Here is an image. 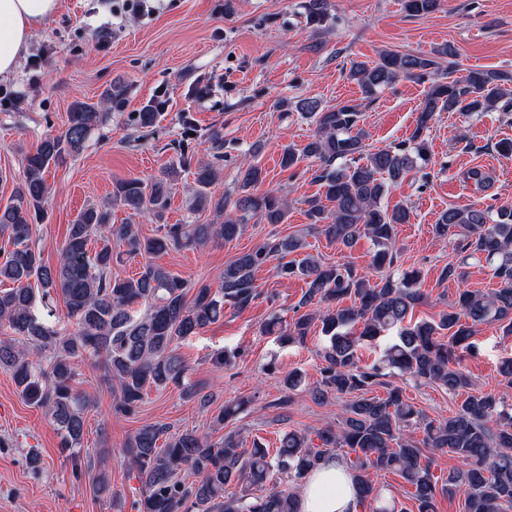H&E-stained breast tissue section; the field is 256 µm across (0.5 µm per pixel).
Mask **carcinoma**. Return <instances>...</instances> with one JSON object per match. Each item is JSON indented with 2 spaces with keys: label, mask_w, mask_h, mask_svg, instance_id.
<instances>
[{
  "label": "carcinoma",
  "mask_w": 512,
  "mask_h": 512,
  "mask_svg": "<svg viewBox=\"0 0 512 512\" xmlns=\"http://www.w3.org/2000/svg\"><path fill=\"white\" fill-rule=\"evenodd\" d=\"M439 2L405 0L404 7L421 15L435 11ZM302 8L310 23L320 24L329 3L304 0ZM452 56V49L442 47L433 56L387 51L374 63L351 62L348 76L367 100L402 80L428 83L416 127L406 140L373 152L359 127L362 104L347 100L323 107L316 100L302 99L295 108L314 126V134L300 149L286 145L281 150L280 167L285 171H297L306 160L318 162L314 180L320 193L304 200L310 223L329 242L345 248L362 237L376 246L371 266L361 273L311 254L278 264L280 277L306 281L301 305L314 302L326 309L301 314L286 325L274 317L267 331L276 330L282 341L289 342L306 337L312 323L321 322L329 339L322 352L321 381L313 392L322 403L332 394L350 396L339 430L317 431L318 447L307 435L288 431L272 458L257 443L250 449L241 447L234 435L213 441L195 429L172 433L165 425H146L125 448L142 485L136 512H296V494L279 488L276 475L296 485L342 448L355 454L344 461L352 472L356 496L360 504L369 505V512H405L370 478L378 471L402 477L412 489L416 512H436L440 494L463 498L464 512H512V408L491 393L468 392L470 379L455 355L459 347L472 348L468 340L478 323L495 322L504 334L512 335V204L494 211L474 204L450 206L434 224L437 237L461 235L460 252L492 265L500 283L492 292L462 291L458 308L414 322L409 314L423 299L420 270L390 274L377 283L370 279L393 264L396 225L410 222L408 208L390 209L382 200L393 184L428 166L424 132L430 122L441 112L512 110V72L487 69L454 77L440 63ZM107 116L97 103L72 104L65 131L46 136L35 152L27 154L11 201L0 206V282L11 284L0 290V325H8L14 335L0 339V368L11 374L25 399L46 409L64 448H78L83 440L88 402L78 385L86 362L101 365L104 384L118 382L116 410L123 414L134 413L151 386L171 385L187 397L195 396L194 388L185 384L179 341L219 321L226 301L245 309L259 296L255 271L275 256L306 247L302 237L291 236L243 252L224 267L217 290L192 285L154 263V255L170 247L230 241L254 217L266 224H283L288 218L285 200L272 191L257 193L265 179L259 164L250 163L241 172L239 193L233 199L214 196L210 188L216 169L201 163L194 172L192 208L212 212L216 221L163 223L171 182L189 165L183 153L178 164L159 177L113 184L112 200L158 222L156 236L144 238L132 224L112 223L108 203L89 204L69 225L58 263L46 264L31 243L33 225L45 219L51 192L45 173L80 153ZM463 179L482 191L490 176L475 166L463 172ZM93 237L102 244L90 252ZM125 257L142 259L140 272L131 278L112 275V265ZM57 298L74 324L68 335L36 314L39 306L53 313ZM347 298L352 304L344 307ZM390 330L397 331V340L373 365L359 366L358 344ZM445 336L448 341H441ZM387 376L436 385L465 398L448 419L434 421L410 404L398 386L387 387L384 397L373 395V388ZM412 428L423 430L424 438L414 440L409 435ZM425 448L448 451L468 466L452 469L440 479ZM233 482L241 484L240 492L228 495L226 486Z\"/></svg>",
  "instance_id": "1"
}]
</instances>
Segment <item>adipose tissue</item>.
<instances>
[{"mask_svg": "<svg viewBox=\"0 0 512 512\" xmlns=\"http://www.w3.org/2000/svg\"><path fill=\"white\" fill-rule=\"evenodd\" d=\"M60 0H0V79L11 76L25 52L33 30L58 12ZM297 512H359L353 479L345 464L322 463L302 485Z\"/></svg>", "mask_w": 512, "mask_h": 512, "instance_id": "adipose-tissue-1", "label": "adipose tissue"}]
</instances>
